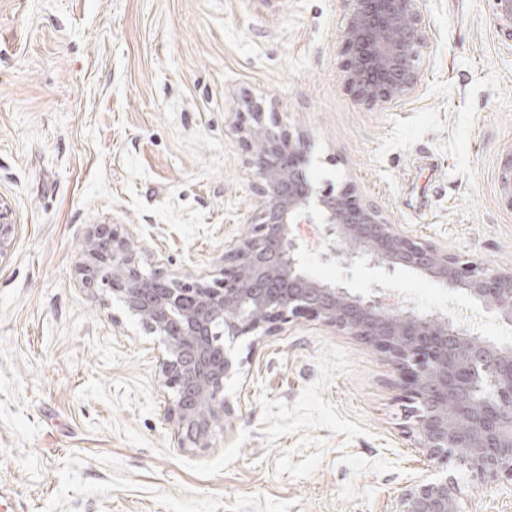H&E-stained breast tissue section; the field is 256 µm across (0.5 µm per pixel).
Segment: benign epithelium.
I'll list each match as a JSON object with an SVG mask.
<instances>
[{"instance_id":"7a95c632","label":"benign epithelium","mask_w":512,"mask_h":512,"mask_svg":"<svg viewBox=\"0 0 512 512\" xmlns=\"http://www.w3.org/2000/svg\"><path fill=\"white\" fill-rule=\"evenodd\" d=\"M422 0H348L341 34L343 81L372 106L411 96L422 72ZM499 27L512 33V0H492ZM243 141L256 178L257 212L249 234L224 251L213 283L145 269L134 241L99 224L81 267L87 287L118 299L125 312L163 344L162 384L173 398L167 420L181 448H206L226 415L224 379L235 370L226 340L273 336L298 319L316 320L382 353L414 418L415 447L430 462L461 461L483 477H512V343H496L440 311L389 304L378 285L369 296L307 269L297 224L321 226L324 261L344 268L372 264L389 278L419 272L512 327V268L484 264L416 241L353 185L316 189L305 169L303 141L266 124L264 106L243 113ZM395 512H463L460 489L446 477L421 478Z\"/></svg>"}]
</instances>
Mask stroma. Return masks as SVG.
Returning a JSON list of instances; mask_svg holds the SVG:
<instances>
[{
    "mask_svg": "<svg viewBox=\"0 0 512 512\" xmlns=\"http://www.w3.org/2000/svg\"><path fill=\"white\" fill-rule=\"evenodd\" d=\"M491 7L423 0L420 84L370 108L342 82L347 0H0V512H395L430 472L465 512H512V479L429 468L392 366L312 320L239 337L225 422L179 447L157 337L79 274L111 224L167 274L218 276L256 214L251 100L304 133L320 187L353 183L412 238L512 267V36ZM297 232L317 278L379 284L322 262L317 225ZM388 284L395 304L512 341L425 275Z\"/></svg>",
    "mask_w": 512,
    "mask_h": 512,
    "instance_id": "1",
    "label": "stroma"
}]
</instances>
